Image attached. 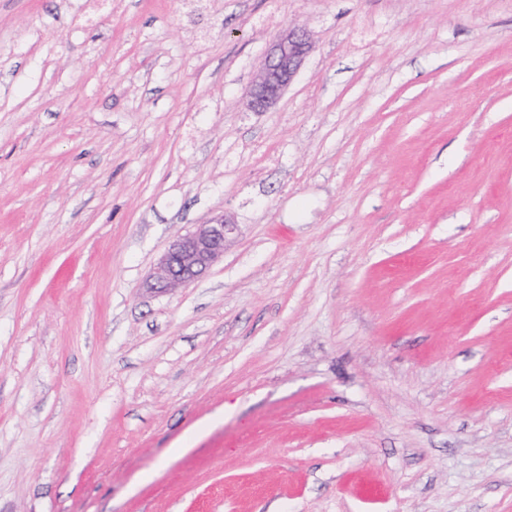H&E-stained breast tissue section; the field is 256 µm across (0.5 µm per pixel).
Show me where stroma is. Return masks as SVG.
<instances>
[{
  "mask_svg": "<svg viewBox=\"0 0 512 512\" xmlns=\"http://www.w3.org/2000/svg\"><path fill=\"white\" fill-rule=\"evenodd\" d=\"M84 5L0 0V512H512V0ZM313 50L310 34L303 29L287 30L268 48L247 94V107L264 112L283 96ZM234 224L223 214L178 237L158 259L147 288L163 292L185 288L200 279L224 257L226 243L235 232Z\"/></svg>",
  "mask_w": 512,
  "mask_h": 512,
  "instance_id": "stroma-1",
  "label": "stroma"
}]
</instances>
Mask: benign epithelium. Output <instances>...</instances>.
<instances>
[{
    "instance_id": "7a95c632",
    "label": "benign epithelium",
    "mask_w": 512,
    "mask_h": 512,
    "mask_svg": "<svg viewBox=\"0 0 512 512\" xmlns=\"http://www.w3.org/2000/svg\"><path fill=\"white\" fill-rule=\"evenodd\" d=\"M313 50L310 34L287 30L268 48L247 94V107L264 112L283 96ZM235 232L234 223L221 215L178 237L156 263L147 288L159 292L185 288L200 279L224 257V249Z\"/></svg>"
}]
</instances>
